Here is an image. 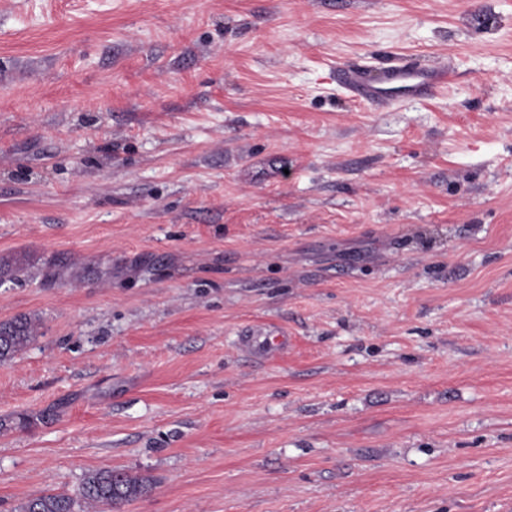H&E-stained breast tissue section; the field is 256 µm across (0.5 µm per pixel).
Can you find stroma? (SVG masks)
Instances as JSON below:
<instances>
[{"label": "stroma", "instance_id": "obj_1", "mask_svg": "<svg viewBox=\"0 0 512 512\" xmlns=\"http://www.w3.org/2000/svg\"><path fill=\"white\" fill-rule=\"evenodd\" d=\"M20 316L0 512H512V0H0ZM450 76L448 67L440 65L432 70L401 65L393 67L385 74L382 83L375 87L366 73L344 71L341 79L344 86L357 95H361L369 104H385L389 97L397 92L408 95H423L445 83ZM148 489L143 479L120 470L87 473L74 494L48 493L27 500L20 512H85L89 506H115L136 498Z\"/></svg>", "mask_w": 512, "mask_h": 512}]
</instances>
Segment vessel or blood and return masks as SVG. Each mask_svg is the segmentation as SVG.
Segmentation results:
<instances>
[{
  "label": "vessel or blood",
  "instance_id": "b4317fda",
  "mask_svg": "<svg viewBox=\"0 0 512 512\" xmlns=\"http://www.w3.org/2000/svg\"><path fill=\"white\" fill-rule=\"evenodd\" d=\"M449 77L446 66L432 70L401 65L385 74L381 84H374L372 78L359 71H345L341 74L344 86L352 93L361 95L368 103L384 104L393 93L423 95L445 83Z\"/></svg>",
  "mask_w": 512,
  "mask_h": 512
}]
</instances>
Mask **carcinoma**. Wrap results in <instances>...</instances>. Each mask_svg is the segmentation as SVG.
<instances>
[{"label": "carcinoma", "instance_id": "obj_1", "mask_svg": "<svg viewBox=\"0 0 512 512\" xmlns=\"http://www.w3.org/2000/svg\"><path fill=\"white\" fill-rule=\"evenodd\" d=\"M29 319L17 318L0 323V361L8 360L32 341ZM148 489L147 483L120 470H95L87 473L73 494L48 493L27 500L20 512H85L96 505L115 506Z\"/></svg>", "mask_w": 512, "mask_h": 512}]
</instances>
